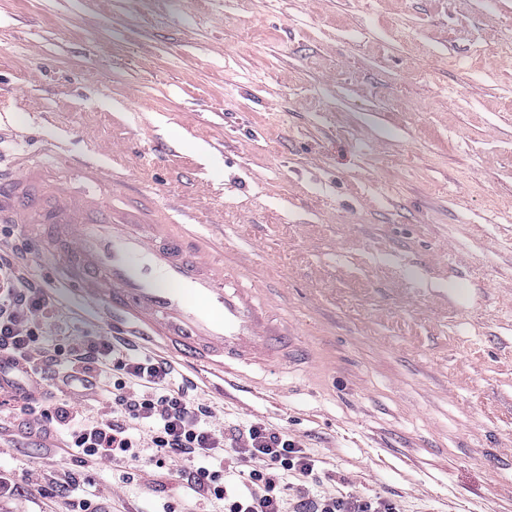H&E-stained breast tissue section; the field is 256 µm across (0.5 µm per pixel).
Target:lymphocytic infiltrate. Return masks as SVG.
Segmentation results:
<instances>
[{"label":"lymphocytic infiltrate","instance_id":"1","mask_svg":"<svg viewBox=\"0 0 512 512\" xmlns=\"http://www.w3.org/2000/svg\"><path fill=\"white\" fill-rule=\"evenodd\" d=\"M53 299L19 271L16 253L0 252V357H7L27 383L55 391L94 381L107 383V411L90 417L63 399L36 400L0 391V413L38 417L64 437L80 465L124 463L162 469L183 463L189 487L224 503V512H392L389 502L314 493V461L287 432L259 422L226 442L214 412L174 381L166 359L141 356L125 340L88 331L77 339L46 335ZM73 473L54 482L28 473L24 484L0 476V499L27 488L30 495L57 498L62 512H98L91 500L74 498Z\"/></svg>","mask_w":512,"mask_h":512}]
</instances>
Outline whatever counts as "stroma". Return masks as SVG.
I'll list each match as a JSON object with an SVG mask.
<instances>
[{
	"label": "stroma",
	"mask_w": 512,
	"mask_h": 512,
	"mask_svg": "<svg viewBox=\"0 0 512 512\" xmlns=\"http://www.w3.org/2000/svg\"><path fill=\"white\" fill-rule=\"evenodd\" d=\"M26 154L166 203L290 333L307 363L261 395L175 362L225 435L286 431L323 490L399 512H512V0H0V167ZM26 235L47 329L111 331ZM53 434L1 416L0 466L224 512L181 463L126 482Z\"/></svg>",
	"instance_id": "35a3bbf8"
}]
</instances>
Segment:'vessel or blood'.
Here are the masks:
<instances>
[{"mask_svg":"<svg viewBox=\"0 0 512 512\" xmlns=\"http://www.w3.org/2000/svg\"><path fill=\"white\" fill-rule=\"evenodd\" d=\"M70 172L86 191L50 182L45 164L27 158L17 174L0 178V223L30 225L57 282L87 310L111 312L113 329L157 339L222 379L239 366L297 367L291 337L198 235L154 201L112 208L104 167L82 164Z\"/></svg>","mask_w":512,"mask_h":512,"instance_id":"1","label":"vessel or blood"}]
</instances>
